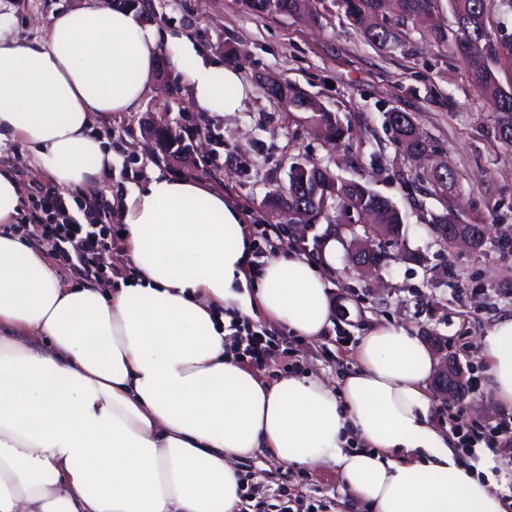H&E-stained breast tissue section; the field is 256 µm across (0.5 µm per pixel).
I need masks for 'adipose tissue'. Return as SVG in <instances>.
I'll return each mask as SVG.
<instances>
[{
    "label": "adipose tissue",
    "instance_id": "1",
    "mask_svg": "<svg viewBox=\"0 0 512 512\" xmlns=\"http://www.w3.org/2000/svg\"><path fill=\"white\" fill-rule=\"evenodd\" d=\"M205 114L240 111L251 87L187 37L84 0L46 37L0 30V142L65 188L102 182L112 150L92 131L135 110L161 49ZM20 184L0 167V512H234L239 464L267 452L337 466L368 512H512L490 455L462 457L426 383L431 349L377 324L341 385L313 374L257 380L224 342L231 314L260 312L294 336L332 324L322 259L270 258L254 296L237 293L251 243L238 209L205 184L153 172L124 197L134 279L114 292L61 284L45 252L6 232ZM487 384L512 413V314L479 344Z\"/></svg>",
    "mask_w": 512,
    "mask_h": 512
}]
</instances>
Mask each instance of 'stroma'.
<instances>
[{
	"instance_id": "stroma-1",
	"label": "stroma",
	"mask_w": 512,
	"mask_h": 512,
	"mask_svg": "<svg viewBox=\"0 0 512 512\" xmlns=\"http://www.w3.org/2000/svg\"><path fill=\"white\" fill-rule=\"evenodd\" d=\"M83 0H0V24L22 41L43 39L49 18ZM147 21L185 35L208 55L234 65L252 87L240 111L224 116L197 112L187 88L161 57L156 83L140 106L100 123L113 151L112 168L92 195L122 200L129 188L159 170L204 181L239 209L254 244V269L278 251L296 247L321 255L327 221L313 226L280 224L265 203L286 183L292 165L310 158L345 179L367 182L392 199L404 216V235L388 245L383 280L372 284L336 263L330 275L336 304L332 326L317 339L282 337L265 319L254 324L279 337L280 349L257 370L272 383L290 373L324 375L341 383L355 361L361 336L375 323H403L421 339L442 337L448 359L471 380L456 414L436 403L440 425L455 421L472 431L501 415L487 388L478 341L502 314L512 312V147L501 143L495 118L459 58L430 41L422 30L401 28L395 45L367 43L346 18L340 0H315L316 20L257 16L243 0H136ZM277 75L328 110L347 128L342 143L326 144L304 113L269 99L258 84ZM412 116L458 174L451 207L459 222L486 224L475 250L440 243L429 221L443 210L417 181L422 163L407 158L386 127L384 113ZM168 126L194 144L191 160L154 153L145 128ZM18 142L0 144V166L20 178L24 209H32L53 181L28 164ZM242 504L249 512H365L335 467L295 468L268 453L240 465Z\"/></svg>"
}]
</instances>
